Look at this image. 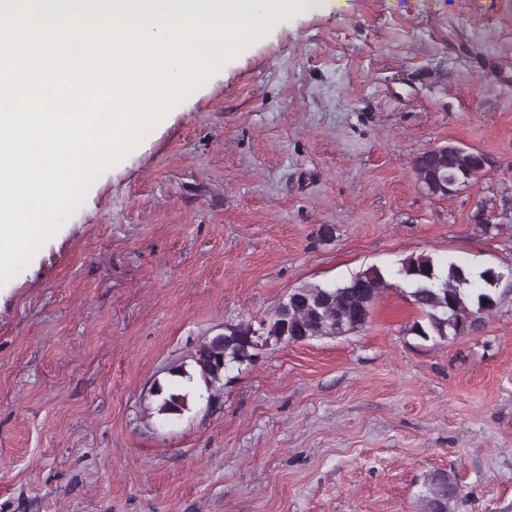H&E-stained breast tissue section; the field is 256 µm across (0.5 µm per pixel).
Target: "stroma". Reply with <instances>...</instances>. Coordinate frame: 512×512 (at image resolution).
<instances>
[{"instance_id":"1","label":"stroma","mask_w":512,"mask_h":512,"mask_svg":"<svg viewBox=\"0 0 512 512\" xmlns=\"http://www.w3.org/2000/svg\"><path fill=\"white\" fill-rule=\"evenodd\" d=\"M451 142L489 164L427 195L414 160ZM420 254L502 272L495 312L425 342L396 279L359 331L268 345L215 401L149 416L163 368L225 326ZM437 470L448 512H512V0L314 4L0 287V512H418Z\"/></svg>"}]
</instances>
